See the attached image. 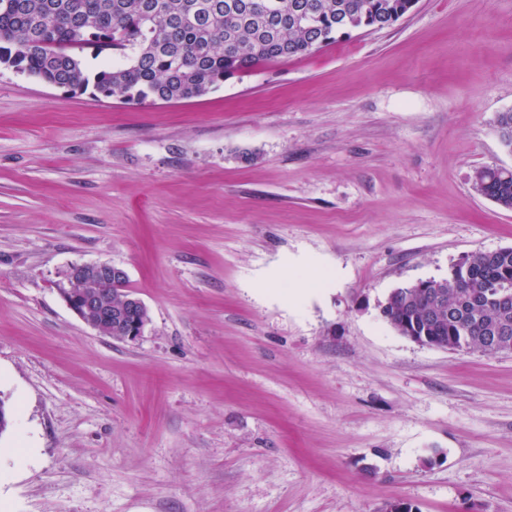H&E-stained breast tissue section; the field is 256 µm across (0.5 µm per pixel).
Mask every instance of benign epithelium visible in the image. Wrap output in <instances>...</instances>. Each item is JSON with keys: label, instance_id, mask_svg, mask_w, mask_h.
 I'll return each instance as SVG.
<instances>
[{"label": "benign epithelium", "instance_id": "obj_1", "mask_svg": "<svg viewBox=\"0 0 512 512\" xmlns=\"http://www.w3.org/2000/svg\"><path fill=\"white\" fill-rule=\"evenodd\" d=\"M64 278L66 287L60 288V292L66 305L98 333L110 337L119 332L123 341L141 336L148 324L145 304L123 287L113 289L110 299L95 289L99 282L125 283L127 273L122 267L110 262L73 264ZM485 339L496 354L512 352V337L505 327H488Z\"/></svg>", "mask_w": 512, "mask_h": 512}]
</instances>
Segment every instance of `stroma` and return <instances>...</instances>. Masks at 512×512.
I'll return each instance as SVG.
<instances>
[{
    "label": "stroma",
    "mask_w": 512,
    "mask_h": 512,
    "mask_svg": "<svg viewBox=\"0 0 512 512\" xmlns=\"http://www.w3.org/2000/svg\"><path fill=\"white\" fill-rule=\"evenodd\" d=\"M512 0L392 26L174 102L0 66V512H512V354L417 344L397 286L512 247ZM110 262L136 341L57 291ZM475 192L493 201L499 207L512 209V169L502 166H483L473 173Z\"/></svg>",
    "instance_id": "stroma-1"
}]
</instances>
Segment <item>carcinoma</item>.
Instances as JSON below:
<instances>
[{
	"label": "carcinoma",
	"mask_w": 512,
	"mask_h": 512,
	"mask_svg": "<svg viewBox=\"0 0 512 512\" xmlns=\"http://www.w3.org/2000/svg\"><path fill=\"white\" fill-rule=\"evenodd\" d=\"M412 0H0V65L58 84L88 86L122 103L179 101L202 96L257 66L312 53L347 30L398 21ZM121 57L91 73L74 50ZM494 129L512 153V109ZM475 192L512 209V169L483 166ZM441 295L421 305L423 289H393L382 317L400 334L444 340L458 351L488 352L482 328L497 323L512 334V247L476 251L448 268Z\"/></svg>",
	"instance_id": "cac0c4a2"
}]
</instances>
